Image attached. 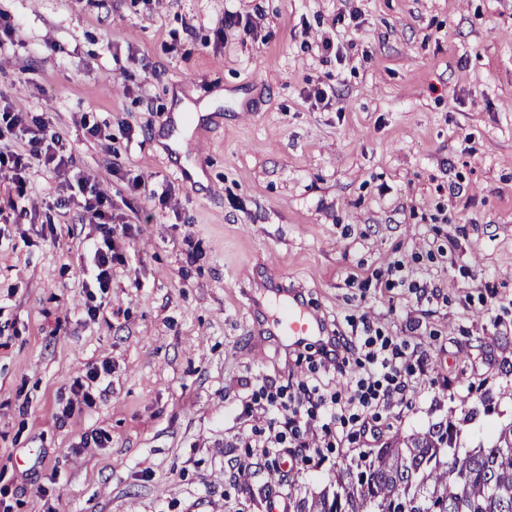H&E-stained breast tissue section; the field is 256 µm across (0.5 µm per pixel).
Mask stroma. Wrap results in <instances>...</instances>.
Segmentation results:
<instances>
[{
  "instance_id": "obj_1",
  "label": "stroma",
  "mask_w": 512,
  "mask_h": 512,
  "mask_svg": "<svg viewBox=\"0 0 512 512\" xmlns=\"http://www.w3.org/2000/svg\"><path fill=\"white\" fill-rule=\"evenodd\" d=\"M228 8L258 39L215 42ZM4 22L0 91L49 113L138 231L108 293L89 294L98 231L57 204L53 171L15 203L0 192V512H268L483 400L494 410L461 445L512 421V0H0ZM326 37L340 56L316 54ZM180 106L210 114L181 129ZM85 114L111 147L85 137ZM188 138L202 161L171 151ZM116 156L174 183L167 207L130 192ZM271 281L339 332L370 316L426 350L427 372L373 442L235 480L225 466L263 417L244 409L256 380L311 375L253 323ZM105 360L95 406L60 420L73 379ZM91 431L104 444L73 452Z\"/></svg>"
}]
</instances>
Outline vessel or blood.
Listing matches in <instances>:
<instances>
[{
  "mask_svg": "<svg viewBox=\"0 0 512 512\" xmlns=\"http://www.w3.org/2000/svg\"><path fill=\"white\" fill-rule=\"evenodd\" d=\"M253 309L260 315L265 330L282 337L289 349L331 344L321 314L299 297L295 289L268 286L254 299Z\"/></svg>",
  "mask_w": 512,
  "mask_h": 512,
  "instance_id": "1",
  "label": "vessel or blood"
}]
</instances>
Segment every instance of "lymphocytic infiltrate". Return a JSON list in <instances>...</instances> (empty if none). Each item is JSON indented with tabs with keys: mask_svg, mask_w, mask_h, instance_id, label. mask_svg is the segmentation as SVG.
Returning <instances> with one entry per match:
<instances>
[{
	"mask_svg": "<svg viewBox=\"0 0 512 512\" xmlns=\"http://www.w3.org/2000/svg\"><path fill=\"white\" fill-rule=\"evenodd\" d=\"M51 168L57 176L67 175L73 165L72 147L56 129L47 113L23 111L12 104L0 107V186L24 196L33 163ZM76 201L84 217L96 225L100 239L86 243L90 268L85 272L83 288L107 291L116 270L127 264L126 244L137 228L118 224L112 214L111 198L97 185L78 180ZM361 335L333 333L332 350L317 349L312 362L327 375H345L349 357L359 354L367 367L346 390L305 380L281 385L265 381L251 394V405L267 415L265 423L255 427L254 447L263 459L273 461L291 457L294 449L308 448L314 453L334 448L344 440V431L356 428L360 436L373 433L370 417L412 404L416 371L409 360L407 343L377 338L369 319H362ZM109 363L88 365L73 380L72 396L64 407V417L76 410L93 407L96 383L110 376Z\"/></svg>",
	"mask_w": 512,
	"mask_h": 512,
	"instance_id": "f902f5d3",
	"label": "lymphocytic infiltrate"
}]
</instances>
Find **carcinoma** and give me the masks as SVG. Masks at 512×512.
Masks as SVG:
<instances>
[{"instance_id":"1","label":"carcinoma","mask_w":512,"mask_h":512,"mask_svg":"<svg viewBox=\"0 0 512 512\" xmlns=\"http://www.w3.org/2000/svg\"><path fill=\"white\" fill-rule=\"evenodd\" d=\"M453 422L374 448L294 512H512V422L462 448Z\"/></svg>"}]
</instances>
